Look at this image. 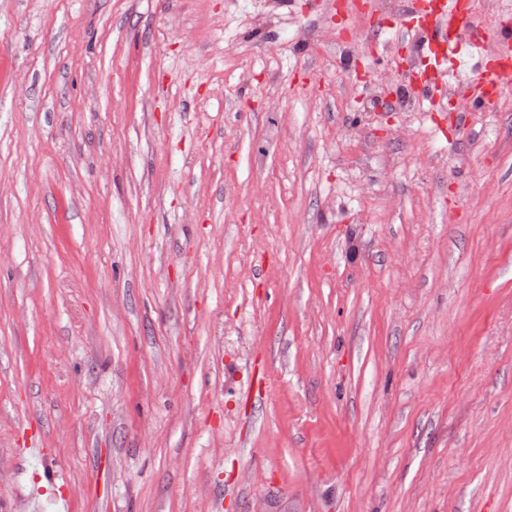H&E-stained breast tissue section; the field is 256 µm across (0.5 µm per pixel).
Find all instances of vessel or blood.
<instances>
[{
  "label": "vessel or blood",
  "instance_id": "b4317fda",
  "mask_svg": "<svg viewBox=\"0 0 512 512\" xmlns=\"http://www.w3.org/2000/svg\"><path fill=\"white\" fill-rule=\"evenodd\" d=\"M470 10V0H415L399 30L409 36L418 58L426 62L417 74L421 94L431 93L429 75L444 60L449 79L471 97L474 109L484 110L493 104L503 81L512 77V56L504 54L476 67L468 64L463 49L476 43L473 30L464 23Z\"/></svg>",
  "mask_w": 512,
  "mask_h": 512
}]
</instances>
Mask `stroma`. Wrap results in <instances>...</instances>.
<instances>
[{
  "mask_svg": "<svg viewBox=\"0 0 512 512\" xmlns=\"http://www.w3.org/2000/svg\"><path fill=\"white\" fill-rule=\"evenodd\" d=\"M406 2L0 0L7 512H512V81ZM470 10L469 0L414 1L412 8L405 12L399 31L403 40L416 47V58H421L425 66L423 71L415 72L419 80L425 81L419 87L422 95L432 92L428 81L444 74L471 97L474 110H486L495 102L502 82L512 77V61L510 55L504 54L477 67L468 64L463 48L477 44L473 30L462 24ZM414 21L417 23L411 25ZM440 59L448 61V70L438 68ZM429 71L433 72L432 77Z\"/></svg>",
  "mask_w": 512,
  "mask_h": 512,
  "instance_id": "obj_1",
  "label": "stroma"
}]
</instances>
